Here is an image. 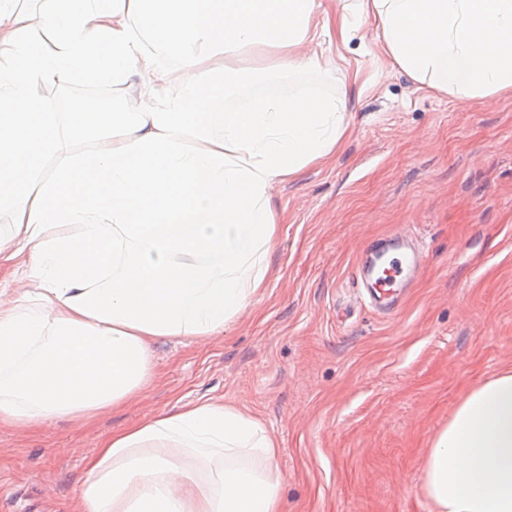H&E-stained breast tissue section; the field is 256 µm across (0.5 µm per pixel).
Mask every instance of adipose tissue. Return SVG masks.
Listing matches in <instances>:
<instances>
[{
    "label": "adipose tissue",
    "mask_w": 512,
    "mask_h": 512,
    "mask_svg": "<svg viewBox=\"0 0 512 512\" xmlns=\"http://www.w3.org/2000/svg\"><path fill=\"white\" fill-rule=\"evenodd\" d=\"M0 0V209L28 252L32 290L0 298V424L90 418L143 393L150 342L208 338L263 288L278 184L335 154L346 102L257 95L225 111L226 83L329 70L320 44L373 26L415 81L458 104L512 93V0H46L42 26ZM140 95L103 112L52 111L58 80ZM55 158L46 169L47 158ZM430 512H512V369L475 385L434 435ZM278 447L258 419L202 402L112 432L87 460L76 512H280Z\"/></svg>",
    "instance_id": "obj_1"
}]
</instances>
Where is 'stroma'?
Segmentation results:
<instances>
[{
  "label": "stroma",
  "instance_id": "35a3bbf8",
  "mask_svg": "<svg viewBox=\"0 0 512 512\" xmlns=\"http://www.w3.org/2000/svg\"><path fill=\"white\" fill-rule=\"evenodd\" d=\"M327 72L239 85L249 97L314 93L347 102L336 154L279 185L265 288L223 335L154 342L155 379L91 419L0 426V493L13 512H73L85 462L113 431L158 409L209 401L260 420L279 448L283 512H429L420 493L436 431L478 382L512 368V96L494 106L416 82L382 51L325 41ZM70 82V98L137 94ZM407 233L423 266L379 308L358 272Z\"/></svg>",
  "mask_w": 512,
  "mask_h": 512
}]
</instances>
